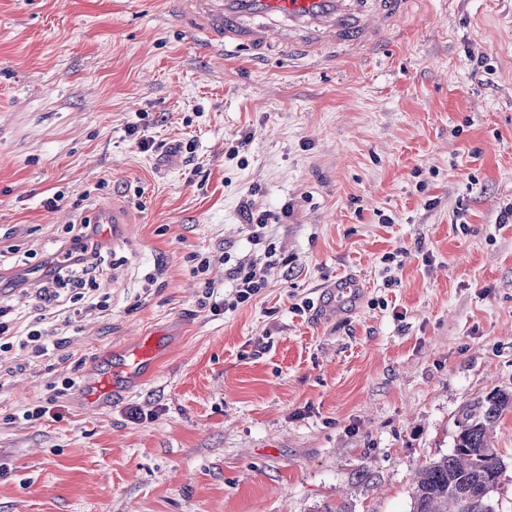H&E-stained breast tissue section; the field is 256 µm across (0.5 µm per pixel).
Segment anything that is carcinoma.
<instances>
[{"label": "carcinoma", "instance_id": "carcinoma-1", "mask_svg": "<svg viewBox=\"0 0 512 512\" xmlns=\"http://www.w3.org/2000/svg\"><path fill=\"white\" fill-rule=\"evenodd\" d=\"M509 410L512 390L501 388L461 409L452 451L415 472L411 512H493L490 495L500 484L504 464L492 435Z\"/></svg>", "mask_w": 512, "mask_h": 512}]
</instances>
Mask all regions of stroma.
<instances>
[{"instance_id": "stroma-1", "label": "stroma", "mask_w": 512, "mask_h": 512, "mask_svg": "<svg viewBox=\"0 0 512 512\" xmlns=\"http://www.w3.org/2000/svg\"><path fill=\"white\" fill-rule=\"evenodd\" d=\"M202 39L168 0H0V298L15 335L43 316L67 341L0 355V512H409L461 409L512 387V0H420L321 66ZM116 203L120 239L91 221ZM247 204L277 254L216 314L204 284L229 294L251 255ZM75 233L105 258L107 308L80 318V280L46 307L33 276ZM154 334L149 377L90 408L88 374ZM494 446L512 512V411ZM246 268L242 263L229 269V277L235 283L233 297L237 303L249 301L253 296L259 294L265 288V280L254 271V265Z\"/></svg>"}]
</instances>
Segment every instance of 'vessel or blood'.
<instances>
[{"instance_id":"obj_1","label":"vessel or blood","mask_w":512,"mask_h":512,"mask_svg":"<svg viewBox=\"0 0 512 512\" xmlns=\"http://www.w3.org/2000/svg\"><path fill=\"white\" fill-rule=\"evenodd\" d=\"M418 0H178L179 21L219 47L265 50L277 43L289 55L331 62L374 49L384 33L409 17ZM156 348L143 341L112 373L85 383L90 403L112 394L113 379L136 383Z\"/></svg>"}]
</instances>
